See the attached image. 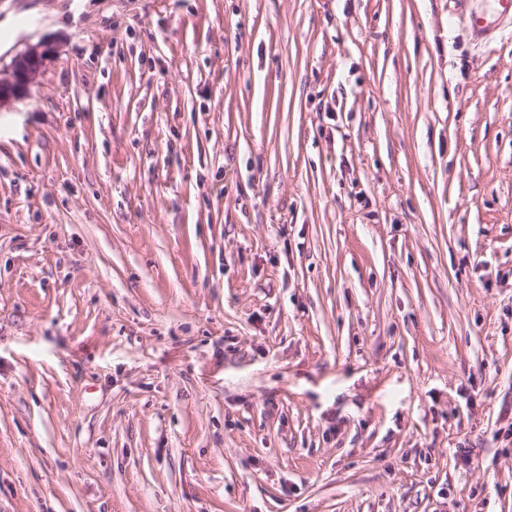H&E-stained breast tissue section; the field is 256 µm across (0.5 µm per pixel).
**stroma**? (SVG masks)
Instances as JSON below:
<instances>
[{
    "label": "stroma",
    "mask_w": 512,
    "mask_h": 512,
    "mask_svg": "<svg viewBox=\"0 0 512 512\" xmlns=\"http://www.w3.org/2000/svg\"><path fill=\"white\" fill-rule=\"evenodd\" d=\"M0 0V512H512V21ZM53 51L52 43L41 40L15 57L8 77L2 78L0 70V110L5 103L27 91Z\"/></svg>",
    "instance_id": "stroma-1"
}]
</instances>
